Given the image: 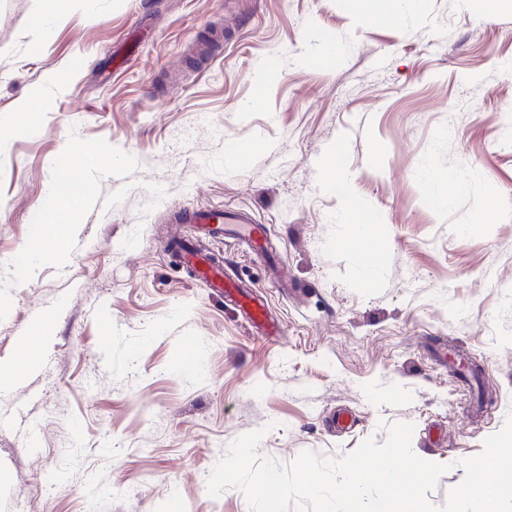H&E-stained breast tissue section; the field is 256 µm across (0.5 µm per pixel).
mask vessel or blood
I'll use <instances>...</instances> for the list:
<instances>
[{
	"label": "vessel or blood",
	"instance_id": "b4317fda",
	"mask_svg": "<svg viewBox=\"0 0 512 512\" xmlns=\"http://www.w3.org/2000/svg\"><path fill=\"white\" fill-rule=\"evenodd\" d=\"M173 218L179 224L200 225L203 233H223L225 225H233L236 234L246 236L256 247H263L268 229L266 225L255 223L252 219L222 208H188L175 212ZM183 257L191 264L197 277L207 282L214 293L236 303L253 325L261 329L263 335L275 336L279 333L276 324L271 323L262 300L257 299L245 288L225 275L223 267L209 263L198 256L191 248H184Z\"/></svg>",
	"mask_w": 512,
	"mask_h": 512
}]
</instances>
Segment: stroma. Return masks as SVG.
<instances>
[{
	"mask_svg": "<svg viewBox=\"0 0 512 512\" xmlns=\"http://www.w3.org/2000/svg\"><path fill=\"white\" fill-rule=\"evenodd\" d=\"M234 138L257 149L230 166ZM70 150L103 165L51 218ZM333 158L379 219L359 244L323 178ZM432 175L459 184L446 206L427 201ZM218 205L266 225L271 252L171 221ZM50 218L61 257L43 251ZM175 239L244 281L280 335L175 262ZM22 252L30 270L0 267V363L33 315L54 328L0 390V512H250L207 488L237 437L265 429L259 458L288 464L397 422L447 465L427 494L443 505L458 460L512 415V7L422 0L386 23L344 0H0V255ZM438 347L478 362L481 389Z\"/></svg>",
	"mask_w": 512,
	"mask_h": 512,
	"instance_id": "1",
	"label": "stroma"
}]
</instances>
